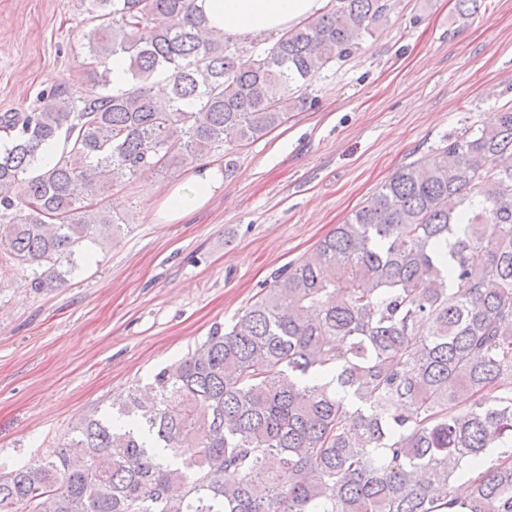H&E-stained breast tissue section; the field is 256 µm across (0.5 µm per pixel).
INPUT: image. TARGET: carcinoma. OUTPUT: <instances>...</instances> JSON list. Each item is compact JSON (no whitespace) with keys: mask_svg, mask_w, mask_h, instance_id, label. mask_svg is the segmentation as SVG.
I'll list each match as a JSON object with an SVG mask.
<instances>
[{"mask_svg":"<svg viewBox=\"0 0 512 512\" xmlns=\"http://www.w3.org/2000/svg\"><path fill=\"white\" fill-rule=\"evenodd\" d=\"M87 2L84 93L54 85L0 116V256L38 290L99 226L121 231L97 208L106 190L263 138L393 9L335 0L258 51L206 36L194 0ZM507 156L512 108L401 166L117 416L0 474V512H512Z\"/></svg>","mask_w":512,"mask_h":512,"instance_id":"obj_1","label":"carcinoma"}]
</instances>
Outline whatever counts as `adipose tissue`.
I'll return each mask as SVG.
<instances>
[{"label": "adipose tissue", "mask_w": 512, "mask_h": 512, "mask_svg": "<svg viewBox=\"0 0 512 512\" xmlns=\"http://www.w3.org/2000/svg\"><path fill=\"white\" fill-rule=\"evenodd\" d=\"M325 0H195L210 30L245 39L296 25L320 12ZM224 187L218 165L197 166L187 178L161 193L156 217L161 224H177L202 209Z\"/></svg>", "instance_id": "adipose-tissue-1"}]
</instances>
